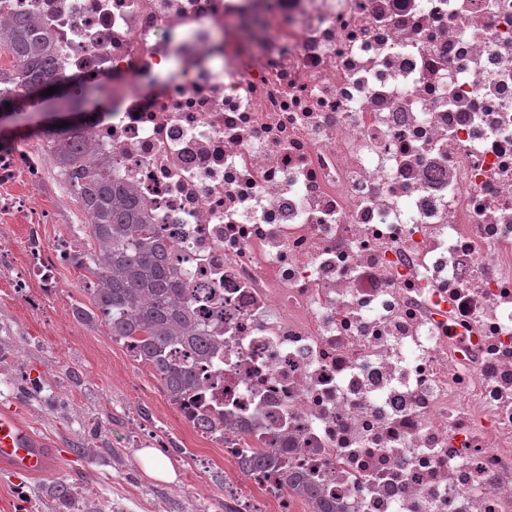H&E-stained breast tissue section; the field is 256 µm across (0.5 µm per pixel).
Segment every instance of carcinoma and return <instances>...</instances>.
<instances>
[{"mask_svg": "<svg viewBox=\"0 0 512 512\" xmlns=\"http://www.w3.org/2000/svg\"><path fill=\"white\" fill-rule=\"evenodd\" d=\"M0 45L18 63L15 87L39 94L59 86L52 78V41L34 15L0 25ZM50 152L71 176L68 185L94 243L92 262L81 265L96 278L89 289L94 309L76 304L72 315L88 323L100 311L112 340L151 365L172 404L198 402L204 380L197 362L215 354L218 345L196 318L188 289L170 274L173 242L148 223L143 204L103 171L88 148L53 142Z\"/></svg>", "mask_w": 512, "mask_h": 512, "instance_id": "1", "label": "carcinoma"}]
</instances>
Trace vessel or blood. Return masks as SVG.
Returning <instances> with one entry per match:
<instances>
[{
    "label": "vessel or blood",
    "mask_w": 512,
    "mask_h": 512,
    "mask_svg": "<svg viewBox=\"0 0 512 512\" xmlns=\"http://www.w3.org/2000/svg\"><path fill=\"white\" fill-rule=\"evenodd\" d=\"M0 466L27 477L44 476L54 468L49 453L11 411L0 412Z\"/></svg>",
    "instance_id": "obj_1"
}]
</instances>
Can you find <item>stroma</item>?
Wrapping results in <instances>:
<instances>
[{
	"mask_svg": "<svg viewBox=\"0 0 512 512\" xmlns=\"http://www.w3.org/2000/svg\"><path fill=\"white\" fill-rule=\"evenodd\" d=\"M60 108L56 93L14 111L0 107V141L48 125ZM38 203L55 215L42 229L46 250L85 221L64 185ZM55 276L59 290L42 304L39 289L0 278V408L61 451L48 476L0 468V498H13L16 512H60L52 491L74 484L87 512H224L227 490L250 492L223 449L179 420L151 367L113 341L103 321L75 320L73 305H93L82 270L62 262ZM142 448L169 460L174 479L148 475Z\"/></svg>",
	"mask_w": 512,
	"mask_h": 512,
	"instance_id": "stroma-1",
	"label": "stroma"
}]
</instances>
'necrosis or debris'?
I'll list each match as a JSON object with an SVG mask.
<instances>
[{"instance_id":"1","label":"necrosis or debris","mask_w":512,"mask_h":512,"mask_svg":"<svg viewBox=\"0 0 512 512\" xmlns=\"http://www.w3.org/2000/svg\"><path fill=\"white\" fill-rule=\"evenodd\" d=\"M27 13L223 344L225 458L336 512H512V0H0ZM45 143L0 146V278L49 297L83 239L44 248ZM27 226L24 224H0V235L6 242H10L15 250L18 263L25 260L23 240Z\"/></svg>"}]
</instances>
